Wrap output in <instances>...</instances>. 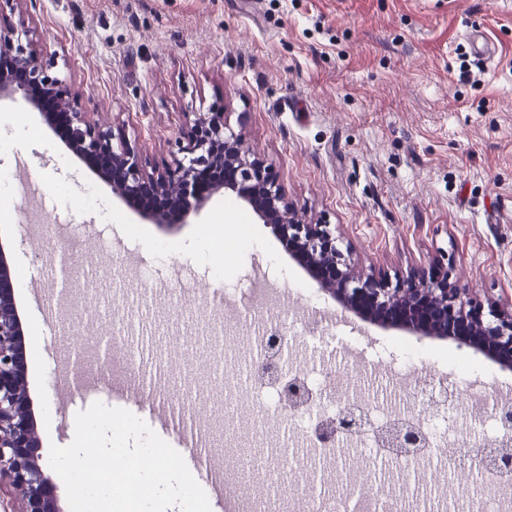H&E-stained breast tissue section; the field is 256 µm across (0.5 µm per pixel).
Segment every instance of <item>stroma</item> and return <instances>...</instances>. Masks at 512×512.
I'll list each match as a JSON object with an SVG mask.
<instances>
[{
    "instance_id": "obj_1",
    "label": "stroma",
    "mask_w": 512,
    "mask_h": 512,
    "mask_svg": "<svg viewBox=\"0 0 512 512\" xmlns=\"http://www.w3.org/2000/svg\"><path fill=\"white\" fill-rule=\"evenodd\" d=\"M1 19L29 32L49 74L147 171L172 164L189 118L224 113L289 204L309 223L335 225L356 272L402 277L446 256L473 295L512 307V0H14ZM473 29L495 49L487 66L473 61ZM0 176L36 188L0 193V242L18 284L41 460L72 442L77 412L113 403L104 382L61 394L55 366L77 351L95 373L122 335L161 367L163 397L197 395L213 451L260 493L289 456L336 495L352 493L342 475L366 474L369 459L356 448L321 458L289 440L287 426L258 418L241 369L222 354L247 338L224 329L209 293L249 287L252 268L334 305L251 208L221 191L190 223H149L18 99L0 101ZM74 224L84 246L73 258L98 294L82 317L72 314L81 291L40 274L70 245ZM225 237L242 249L222 255ZM173 265L190 266L191 277H171ZM31 287L54 303L53 322L29 306ZM191 287L196 295L184 296ZM350 326L296 338L294 360L333 364L336 346L357 338ZM369 336L414 345L431 372L449 360L474 364L512 387V370L452 340L377 326ZM230 394L240 416L228 420Z\"/></svg>"
}]
</instances>
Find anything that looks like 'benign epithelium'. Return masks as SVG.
<instances>
[{"mask_svg": "<svg viewBox=\"0 0 512 512\" xmlns=\"http://www.w3.org/2000/svg\"><path fill=\"white\" fill-rule=\"evenodd\" d=\"M8 56L15 72L23 76L16 83L0 73V99L21 95L45 121L50 113L41 110L39 98L62 81L48 74L33 51L24 30L0 24V57ZM65 109L64 138L77 156L98 160V171L113 183L123 197H138L147 188L164 193L183 218L202 207L191 202L190 185L201 167L232 165L235 181L220 187L237 193L251 207L285 247L294 244L293 257L305 266L320 288L332 294L342 309L375 319L388 328L409 332L419 339L449 338L460 347L512 367V310L486 305L469 294L460 280H451L444 266L427 279L393 283L382 275L361 276L354 272L349 252L342 249L336 229L329 224H306L289 209L276 178L250 158L237 135L227 126L224 113L207 112L187 121L179 132L183 158L162 172L149 173L135 151L114 144L115 134L89 118L81 103L67 94L57 96ZM16 280L0 265V480H9L20 497L22 512H60L56 485L35 456L38 436L27 380L28 354L22 343V323L15 302ZM362 425V418L346 407L327 417L317 432L326 442ZM386 447L396 455L417 453L418 432L395 425L384 434ZM479 464L512 473V451L487 443Z\"/></svg>", "mask_w": 512, "mask_h": 512, "instance_id": "benign-epithelium-1", "label": "benign epithelium"}]
</instances>
